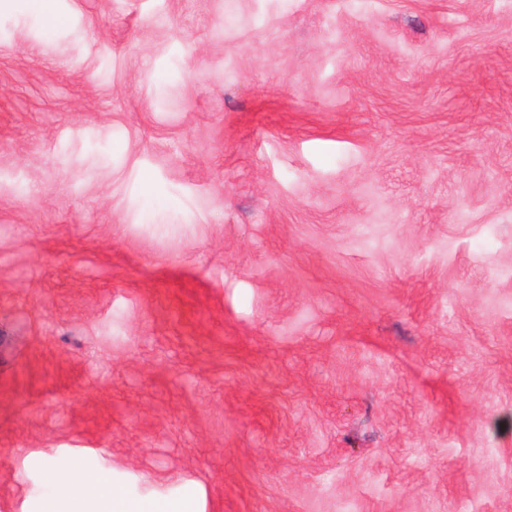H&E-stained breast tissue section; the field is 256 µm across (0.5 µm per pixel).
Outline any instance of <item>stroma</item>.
<instances>
[{"instance_id":"obj_1","label":"stroma","mask_w":512,"mask_h":512,"mask_svg":"<svg viewBox=\"0 0 512 512\" xmlns=\"http://www.w3.org/2000/svg\"><path fill=\"white\" fill-rule=\"evenodd\" d=\"M53 453L512 512V0H0V512Z\"/></svg>"}]
</instances>
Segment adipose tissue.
<instances>
[{
  "label": "adipose tissue",
  "instance_id": "1",
  "mask_svg": "<svg viewBox=\"0 0 512 512\" xmlns=\"http://www.w3.org/2000/svg\"><path fill=\"white\" fill-rule=\"evenodd\" d=\"M43 481L50 489L39 512H200L196 491L177 499H135L107 474L82 470L76 458H47Z\"/></svg>",
  "mask_w": 512,
  "mask_h": 512
}]
</instances>
